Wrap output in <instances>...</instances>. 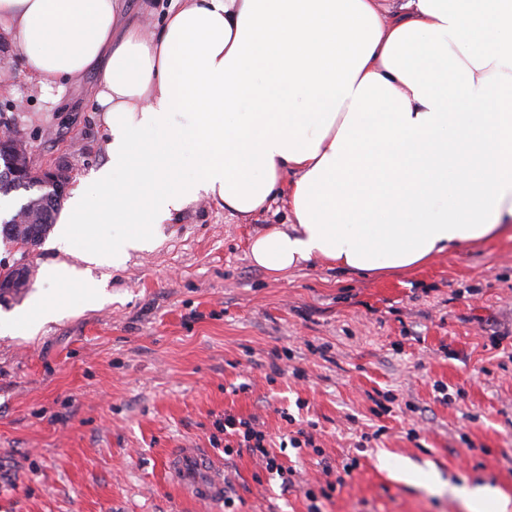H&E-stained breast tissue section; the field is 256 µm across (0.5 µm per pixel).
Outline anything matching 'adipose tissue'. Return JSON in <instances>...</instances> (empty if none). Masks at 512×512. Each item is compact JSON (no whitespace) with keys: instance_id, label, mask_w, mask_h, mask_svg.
I'll list each match as a JSON object with an SVG mask.
<instances>
[{"instance_id":"adipose-tissue-1","label":"adipose tissue","mask_w":512,"mask_h":512,"mask_svg":"<svg viewBox=\"0 0 512 512\" xmlns=\"http://www.w3.org/2000/svg\"><path fill=\"white\" fill-rule=\"evenodd\" d=\"M119 9L0 0V31L41 77L99 68L108 136L97 196L60 211L51 294L0 331L96 306L104 225L125 228L119 267L202 197L246 216L287 188L286 227L250 247L275 273L402 271L512 239V0H399L388 21L379 0H183L151 36L115 35Z\"/></svg>"}]
</instances>
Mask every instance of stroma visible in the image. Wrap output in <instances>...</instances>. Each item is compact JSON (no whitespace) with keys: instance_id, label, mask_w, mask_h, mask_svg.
Instances as JSON below:
<instances>
[{"instance_id":"35a3bbf8","label":"stroma","mask_w":512,"mask_h":512,"mask_svg":"<svg viewBox=\"0 0 512 512\" xmlns=\"http://www.w3.org/2000/svg\"><path fill=\"white\" fill-rule=\"evenodd\" d=\"M169 8L122 0L118 23L156 33ZM0 66V130L35 166L70 163L67 195L93 193L107 160L97 71L37 77L1 33ZM287 221L283 196L249 217L192 203L155 250L95 270L99 305L0 334V512H309L326 489L322 512H468L461 492L478 487L512 512V240L368 276L255 266L252 239ZM228 412L275 441L316 423L315 448L277 453L290 486L259 456L225 455ZM177 448L211 453L232 508L169 482Z\"/></svg>"}]
</instances>
